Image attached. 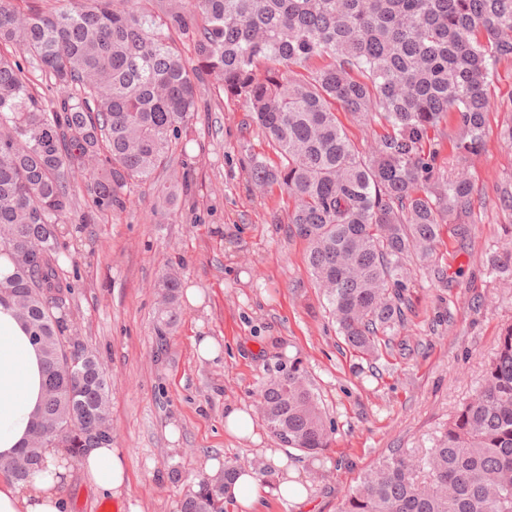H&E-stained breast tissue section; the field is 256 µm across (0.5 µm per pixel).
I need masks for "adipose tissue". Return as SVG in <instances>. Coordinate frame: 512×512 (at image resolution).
Returning <instances> with one entry per match:
<instances>
[{
	"instance_id": "obj_1",
	"label": "adipose tissue",
	"mask_w": 512,
	"mask_h": 512,
	"mask_svg": "<svg viewBox=\"0 0 512 512\" xmlns=\"http://www.w3.org/2000/svg\"><path fill=\"white\" fill-rule=\"evenodd\" d=\"M44 395L42 357L12 309L0 305V459L13 457L29 438L34 413ZM269 475L253 467L238 468L234 479L224 482L223 496L241 512H257L263 499L274 497L300 503L308 485L289 468L280 449L263 451ZM84 480L97 491L122 497L128 476L119 449L101 446L79 459ZM69 478V459L47 446L43 466L27 481L0 477V512H63V487Z\"/></svg>"
}]
</instances>
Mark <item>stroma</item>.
Masks as SVG:
<instances>
[{
	"mask_svg": "<svg viewBox=\"0 0 512 512\" xmlns=\"http://www.w3.org/2000/svg\"><path fill=\"white\" fill-rule=\"evenodd\" d=\"M491 108L483 152L457 162L442 144L440 164L473 184L469 232L442 229L429 267L411 263L413 307L376 358L345 344L307 263L308 244L284 219L288 196L257 189L244 148L267 152L257 129L234 104L208 97L186 152L192 163L187 202L168 216L157 193L134 187L126 212L81 225L61 247L59 265L73 283L66 305L76 336L112 378V445L129 474L128 496L114 498L72 469L64 490L68 512H180L221 458L243 466L261 449L282 448L309 485L306 502H271L269 512H340L359 475L398 451L431 447L440 428L467 402L512 324V277L487 265L512 252V63L489 79ZM176 270L203 302L181 304L180 321L157 330L155 284ZM210 336L216 359H199L194 341ZM296 361L306 371L325 418L329 449L311 458L281 447L257 421L259 443L224 430V409H254L260 384ZM177 440H170V431Z\"/></svg>",
	"mask_w": 512,
	"mask_h": 512,
	"instance_id": "1",
	"label": "stroma"
}]
</instances>
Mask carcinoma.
<instances>
[{
  "mask_svg": "<svg viewBox=\"0 0 512 512\" xmlns=\"http://www.w3.org/2000/svg\"><path fill=\"white\" fill-rule=\"evenodd\" d=\"M193 45L188 59L177 39ZM0 279L9 305L41 351L45 392L26 480L41 461L42 419L71 424L76 458L112 441V380L88 350L78 407L56 353L71 326L58 249L79 223L126 211L131 188L155 184L157 211L182 202L187 173L171 166L210 85L237 103L280 162L245 149L251 182L288 195L287 223L307 241V261L345 342L364 356L405 320L415 287L407 262L430 261L440 225L471 212L473 186L441 170V143L479 154L488 77L512 60V0H0ZM318 59L329 63L315 68ZM308 78L296 77V69ZM41 81L48 99L34 89ZM385 129L367 156L352 145L336 105ZM180 278L158 281V325L179 322ZM257 409L288 447L316 456L328 427L304 371L288 363L266 379ZM208 482L181 512H216ZM341 512H512V324L500 336L475 395L424 457L395 453L366 471Z\"/></svg>",
  "mask_w": 512,
  "mask_h": 512,
  "instance_id": "obj_1",
  "label": "carcinoma"
}]
</instances>
